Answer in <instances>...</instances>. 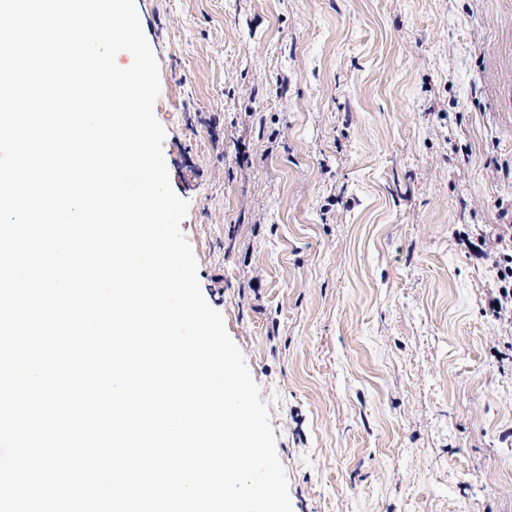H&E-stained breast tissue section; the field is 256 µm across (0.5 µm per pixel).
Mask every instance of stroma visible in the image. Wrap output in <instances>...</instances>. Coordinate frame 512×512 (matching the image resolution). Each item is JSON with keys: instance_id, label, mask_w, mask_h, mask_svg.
Segmentation results:
<instances>
[{"instance_id": "stroma-1", "label": "stroma", "mask_w": 512, "mask_h": 512, "mask_svg": "<svg viewBox=\"0 0 512 512\" xmlns=\"http://www.w3.org/2000/svg\"><path fill=\"white\" fill-rule=\"evenodd\" d=\"M136 7L292 512H512V0Z\"/></svg>"}]
</instances>
